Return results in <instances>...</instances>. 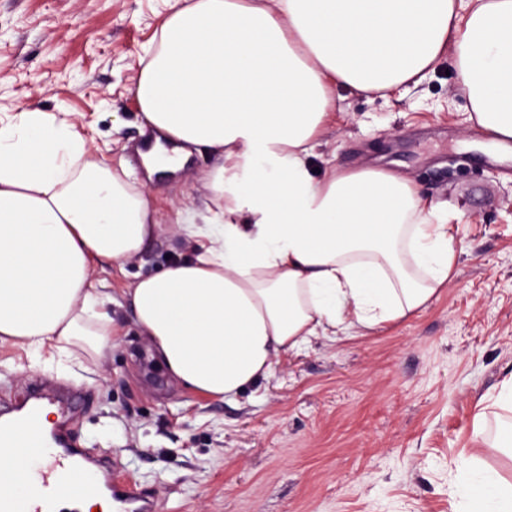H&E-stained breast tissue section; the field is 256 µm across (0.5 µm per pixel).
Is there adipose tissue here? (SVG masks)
<instances>
[{
	"instance_id": "1",
	"label": "adipose tissue",
	"mask_w": 512,
	"mask_h": 512,
	"mask_svg": "<svg viewBox=\"0 0 512 512\" xmlns=\"http://www.w3.org/2000/svg\"><path fill=\"white\" fill-rule=\"evenodd\" d=\"M449 51L471 120L512 141V0H182L168 15L138 61L146 167L176 172L193 146L221 159L207 223L184 227L192 258L128 293L173 380L235 399L310 338L404 318L448 283L452 214L392 171L318 179L308 159L331 86L383 91ZM162 231L145 187L94 159L75 124L0 118V342L104 358L120 329L92 263L123 265ZM457 494L465 512H512V481L475 464Z\"/></svg>"
}]
</instances>
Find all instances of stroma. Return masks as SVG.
Returning a JSON list of instances; mask_svg holds the SVG:
<instances>
[{"mask_svg":"<svg viewBox=\"0 0 512 512\" xmlns=\"http://www.w3.org/2000/svg\"><path fill=\"white\" fill-rule=\"evenodd\" d=\"M172 7L0 0V115L55 113L76 123L94 158L146 182L130 161L144 139L134 84ZM454 68L446 54L418 85L383 97L336 88L313 160L318 179L335 167H390L425 204L454 214V273L425 308L365 336L353 327L311 338L224 401L155 367L132 311L116 304L121 335L101 361L35 365L0 343V402L42 378L79 390L73 444L150 489L154 512H460L455 484L473 453L512 475L511 457L472 442L477 413L489 437L512 419L493 404L512 377V157L489 149L470 121ZM217 164L201 147L157 182L151 204L164 231L123 266L98 265L105 287L190 255L170 228L204 223L205 176Z\"/></svg>","mask_w":512,"mask_h":512,"instance_id":"1","label":"stroma"}]
</instances>
